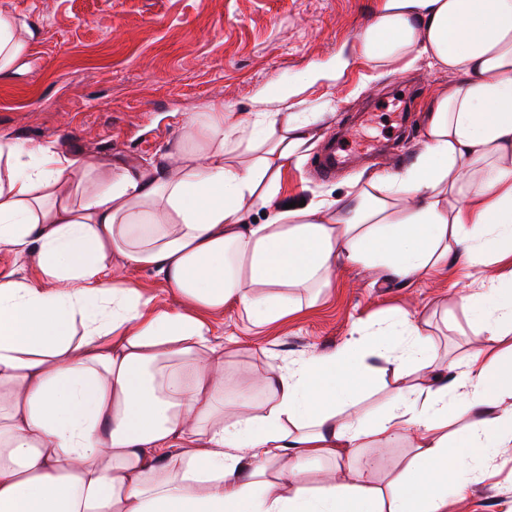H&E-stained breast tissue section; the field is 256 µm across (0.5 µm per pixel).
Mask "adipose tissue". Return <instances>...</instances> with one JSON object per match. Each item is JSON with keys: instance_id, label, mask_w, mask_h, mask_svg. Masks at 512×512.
<instances>
[{"instance_id": "adipose-tissue-1", "label": "adipose tissue", "mask_w": 512, "mask_h": 512, "mask_svg": "<svg viewBox=\"0 0 512 512\" xmlns=\"http://www.w3.org/2000/svg\"><path fill=\"white\" fill-rule=\"evenodd\" d=\"M356 51L454 80L428 99L413 162L341 198L278 202L309 142L285 112L192 120L175 177L120 167L97 184L53 145L0 142V250L32 252L40 271L0 276V512H448L512 446V276L466 296L487 342L441 373L429 338L391 313L402 353L376 421L346 413L389 352L361 337L270 368L261 401L224 399L210 312L275 322L342 263L409 279L452 256L512 258V0H384ZM254 210L269 220L246 223ZM115 259L183 306H153L112 277ZM409 364L423 383H404ZM406 433L413 456L381 487L361 451ZM308 459L351 482L309 487Z\"/></svg>"}]
</instances>
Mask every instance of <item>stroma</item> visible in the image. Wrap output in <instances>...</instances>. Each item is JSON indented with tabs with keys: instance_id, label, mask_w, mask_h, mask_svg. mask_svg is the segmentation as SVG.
<instances>
[{
	"instance_id": "35a3bbf8",
	"label": "stroma",
	"mask_w": 512,
	"mask_h": 512,
	"mask_svg": "<svg viewBox=\"0 0 512 512\" xmlns=\"http://www.w3.org/2000/svg\"><path fill=\"white\" fill-rule=\"evenodd\" d=\"M383 0H0V13L34 37L21 64L0 79V141L50 142L102 178L128 167L171 169L192 118L222 105L241 114L301 112L311 147L289 161L279 197H340L354 181L396 173L423 143L426 100L447 88V71L419 60L380 70L357 55V38ZM345 135L350 163L323 180L312 164L330 137ZM494 261L399 280L341 265L317 302L254 326L237 308L210 314L224 342L225 395L260 396L257 377L330 353L356 333L375 334L401 310L430 337L433 366L465 356L472 312L460 297L507 273ZM378 485L412 455L400 437L362 452ZM490 475L450 498L448 512H512V447L498 449Z\"/></svg>"
}]
</instances>
